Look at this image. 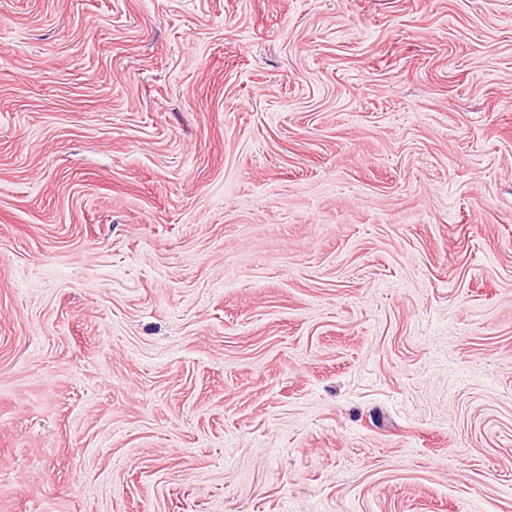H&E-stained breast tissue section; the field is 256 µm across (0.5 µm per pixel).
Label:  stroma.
<instances>
[{
  "label": "stroma",
  "mask_w": 512,
  "mask_h": 512,
  "mask_svg": "<svg viewBox=\"0 0 512 512\" xmlns=\"http://www.w3.org/2000/svg\"><path fill=\"white\" fill-rule=\"evenodd\" d=\"M0 512H512V0H0Z\"/></svg>",
  "instance_id": "stroma-1"
}]
</instances>
